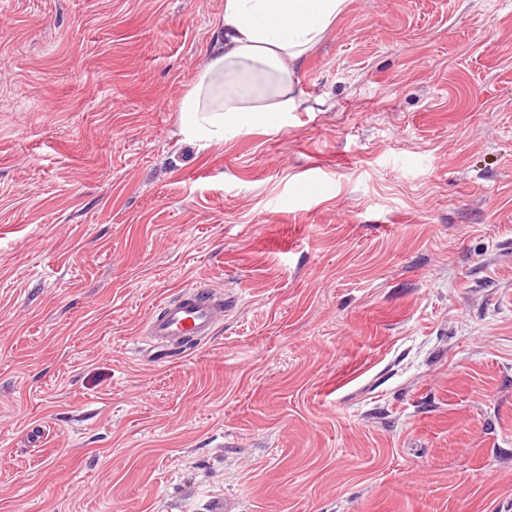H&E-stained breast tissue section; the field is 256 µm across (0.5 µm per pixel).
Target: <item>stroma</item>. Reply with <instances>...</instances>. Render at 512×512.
<instances>
[{
    "label": "stroma",
    "mask_w": 512,
    "mask_h": 512,
    "mask_svg": "<svg viewBox=\"0 0 512 512\" xmlns=\"http://www.w3.org/2000/svg\"><path fill=\"white\" fill-rule=\"evenodd\" d=\"M223 12L0 0V512H512V0H351L202 149ZM224 294L189 286L153 308L143 321L150 348L178 356L211 337L224 320Z\"/></svg>",
    "instance_id": "obj_1"
}]
</instances>
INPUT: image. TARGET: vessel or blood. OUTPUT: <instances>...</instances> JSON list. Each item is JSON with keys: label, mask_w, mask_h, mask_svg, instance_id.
<instances>
[{"label": "vessel or blood", "mask_w": 512, "mask_h": 512, "mask_svg": "<svg viewBox=\"0 0 512 512\" xmlns=\"http://www.w3.org/2000/svg\"><path fill=\"white\" fill-rule=\"evenodd\" d=\"M221 293L203 285L189 286L146 316L143 331L152 348L177 356L211 337L224 319Z\"/></svg>", "instance_id": "b4317fda"}]
</instances>
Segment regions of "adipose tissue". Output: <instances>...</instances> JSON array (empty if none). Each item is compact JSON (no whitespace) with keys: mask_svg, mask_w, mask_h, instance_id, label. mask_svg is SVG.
<instances>
[{"mask_svg":"<svg viewBox=\"0 0 512 512\" xmlns=\"http://www.w3.org/2000/svg\"><path fill=\"white\" fill-rule=\"evenodd\" d=\"M350 0H224L211 58L178 108L185 141L209 147L225 134L276 127L296 109L294 75Z\"/></svg>","mask_w":512,"mask_h":512,"instance_id":"adipose-tissue-1","label":"adipose tissue"}]
</instances>
